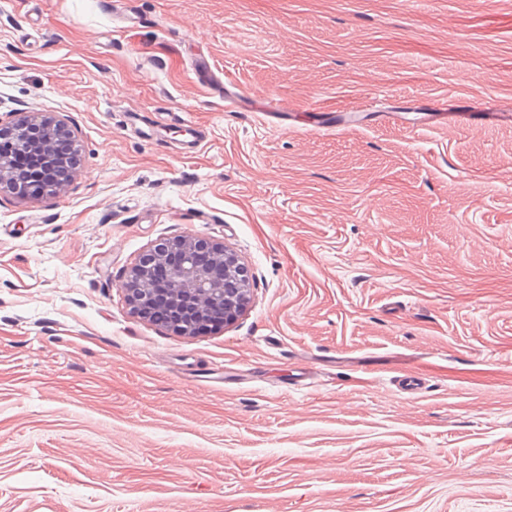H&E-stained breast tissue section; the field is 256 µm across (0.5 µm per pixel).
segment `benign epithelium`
<instances>
[{
    "label": "benign epithelium",
    "instance_id": "obj_1",
    "mask_svg": "<svg viewBox=\"0 0 512 512\" xmlns=\"http://www.w3.org/2000/svg\"><path fill=\"white\" fill-rule=\"evenodd\" d=\"M9 129L18 146L40 157V177L46 191L56 192L69 179L71 169L57 161L55 147L63 135L73 136L64 120L34 112L11 114ZM26 194V187L15 176L10 160L0 156V193ZM170 253L178 260L167 267L164 284L158 288L153 266L165 262ZM248 270L224 244L202 238L184 236L161 240L149 247L127 270L122 289L133 311L142 318L150 317L157 294L165 292L175 320L172 331L180 335L194 334L198 321L214 309H224V324L241 316L249 302Z\"/></svg>",
    "mask_w": 512,
    "mask_h": 512
}]
</instances>
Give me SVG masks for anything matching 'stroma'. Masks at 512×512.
Segmentation results:
<instances>
[{"label": "stroma", "instance_id": "obj_1", "mask_svg": "<svg viewBox=\"0 0 512 512\" xmlns=\"http://www.w3.org/2000/svg\"><path fill=\"white\" fill-rule=\"evenodd\" d=\"M438 104L512 112V0H0V117L81 145L0 195V512H512V119ZM183 235L234 323L130 308ZM208 255L207 261L200 253ZM169 253H178V260L156 269V278L165 288H158L153 266L164 263ZM248 270L223 243L184 236L161 240L149 247L127 270L122 289L133 311L149 319L157 294L163 290L175 320L172 331L180 335L195 334L198 321L214 309L224 308V325L241 316L249 302Z\"/></svg>", "mask_w": 512, "mask_h": 512}]
</instances>
